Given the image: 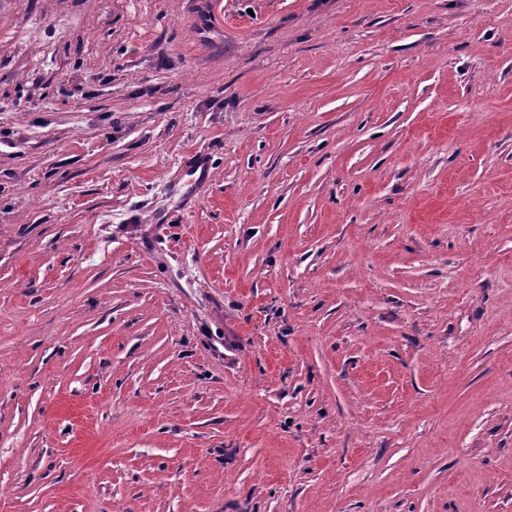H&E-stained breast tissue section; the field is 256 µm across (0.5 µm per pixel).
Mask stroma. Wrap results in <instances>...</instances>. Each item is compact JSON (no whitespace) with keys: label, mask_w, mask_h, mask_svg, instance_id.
Returning <instances> with one entry per match:
<instances>
[{"label":"stroma","mask_w":512,"mask_h":512,"mask_svg":"<svg viewBox=\"0 0 512 512\" xmlns=\"http://www.w3.org/2000/svg\"><path fill=\"white\" fill-rule=\"evenodd\" d=\"M0 512H512V0H0Z\"/></svg>","instance_id":"35a3bbf8"}]
</instances>
